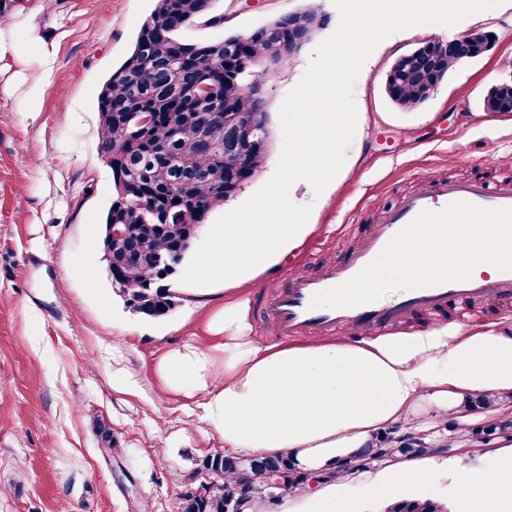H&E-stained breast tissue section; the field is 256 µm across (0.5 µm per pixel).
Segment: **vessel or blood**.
I'll return each instance as SVG.
<instances>
[{
  "label": "vessel or blood",
  "mask_w": 512,
  "mask_h": 512,
  "mask_svg": "<svg viewBox=\"0 0 512 512\" xmlns=\"http://www.w3.org/2000/svg\"><path fill=\"white\" fill-rule=\"evenodd\" d=\"M452 203H467L484 209H512V181L487 186L478 181L435 182L404 196L397 206L381 211L350 260L327 266L317 277L295 280L292 286L265 297L263 312L282 336H303L323 332H350L363 335L372 327L405 325L421 312L436 313L457 299L461 307L455 313L459 325H479L477 309L481 303L502 296L512 284V271H498L496 280L469 276L407 290L404 301L385 307L382 300L346 307L311 308L312 296L339 286L375 260L388 243L422 212H437Z\"/></svg>",
  "instance_id": "obj_1"
}]
</instances>
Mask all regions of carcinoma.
<instances>
[{
    "label": "carcinoma",
    "instance_id": "obj_1",
    "mask_svg": "<svg viewBox=\"0 0 512 512\" xmlns=\"http://www.w3.org/2000/svg\"><path fill=\"white\" fill-rule=\"evenodd\" d=\"M156 6L141 24L132 50L112 72L97 97L99 116L98 152L112 171L115 195L104 224H132L142 237V250L118 247L112 251V268L121 275L133 302L130 310L149 319L168 316L176 307L167 278L158 275L170 259V251L181 249V265L191 247L160 236L159 224H188L201 212L208 218L233 199L244 184L233 172L235 159L224 149V124L250 111L245 93L256 78L253 59L273 42L290 35L288 16L240 35L232 34L207 43H186L180 30L205 17L210 25H222L224 15L212 14L216 0H155ZM250 42V54L239 56L229 74H224L218 53ZM461 63L451 55L440 56L436 67L418 76L412 58L395 61L386 78L385 90L398 107L413 110L424 104L421 83L433 84L450 76ZM207 86L204 103L192 105V89ZM211 109L218 119L208 148L194 139L202 111ZM100 451L121 454L110 428L98 424ZM248 467L253 474L250 490L261 497L267 489V473L279 479V494L304 484L286 456L258 459ZM205 468L218 478L222 489L205 496L181 495L183 512H230V501L240 481L227 480L243 463L234 456H214ZM394 512H438L432 499H402L392 504Z\"/></svg>",
    "mask_w": 512,
    "mask_h": 512
}]
</instances>
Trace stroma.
I'll return each mask as SVG.
<instances>
[{
    "mask_svg": "<svg viewBox=\"0 0 512 512\" xmlns=\"http://www.w3.org/2000/svg\"><path fill=\"white\" fill-rule=\"evenodd\" d=\"M313 1L328 18L316 36L322 42L339 24L333 0H217L223 25L198 20L180 36L201 43L243 34ZM20 6L31 36L55 43L57 64L33 121L23 118L22 89H6L0 75V512H182L181 494L203 481V460L223 452L224 440L203 419V394L188 399L164 392L155 367L172 349L209 341V311L198 306L190 276L209 240L198 235L171 280L179 304L162 319L126 307L107 278L101 245L113 182L97 152V97L130 53L154 0H21ZM457 27L490 32L492 46L417 109L391 102L387 73L419 42L447 37V26L396 32L365 61L353 86L356 133L337 181L312 177L292 185V200L315 231L246 285L257 342L279 340L273 322L259 313L262 296L351 256L379 210L418 182L512 179V121L487 117L482 108L492 87L512 80V0ZM311 53L304 48L267 81V170L283 147L279 109ZM277 191L257 175L208 221L229 223ZM99 420L111 428L119 459L101 454ZM486 425L476 419L463 430L464 450L423 457L433 479L411 487L408 497L431 498L457 512V476L502 446L497 438L471 446L473 431ZM385 473L382 466H360L337 486L349 512H383L389 499L373 487Z\"/></svg>",
    "mask_w": 512,
    "mask_h": 512,
    "instance_id": "1",
    "label": "stroma"
}]
</instances>
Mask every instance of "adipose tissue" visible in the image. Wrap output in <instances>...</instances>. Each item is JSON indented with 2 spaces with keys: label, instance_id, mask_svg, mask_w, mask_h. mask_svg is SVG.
<instances>
[{
  "label": "adipose tissue",
  "instance_id": "obj_1",
  "mask_svg": "<svg viewBox=\"0 0 512 512\" xmlns=\"http://www.w3.org/2000/svg\"><path fill=\"white\" fill-rule=\"evenodd\" d=\"M38 74L14 69L0 56V73L25 85L24 112H41L45 82L56 64L54 46L36 40L26 54ZM345 113L334 102L311 103L300 127L301 143L273 171L282 185L321 170H336L333 143ZM319 152H310L311 144ZM266 221L250 214L228 224H210V250L192 271L200 281L195 296H212V283L239 285L286 256L312 232L284 196L255 204ZM245 294L214 307L205 323L209 344L169 351L156 366L163 389L171 394L205 393L204 419L224 439L228 456H286L303 472H334L349 477L340 461L360 463L379 431L402 426L415 432L455 414L463 397L479 394L496 401L512 397V330L424 333L351 344L341 340L262 345L248 335ZM434 412L423 419L420 403ZM483 512H506L512 504V448L487 459L457 485Z\"/></svg>",
  "mask_w": 512,
  "mask_h": 512
}]
</instances>
